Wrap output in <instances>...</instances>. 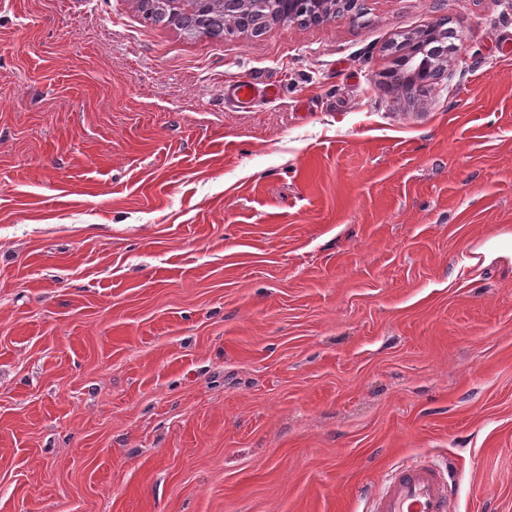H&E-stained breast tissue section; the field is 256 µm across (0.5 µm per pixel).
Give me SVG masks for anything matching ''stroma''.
I'll use <instances>...</instances> for the list:
<instances>
[{
    "label": "stroma",
    "instance_id": "obj_1",
    "mask_svg": "<svg viewBox=\"0 0 512 512\" xmlns=\"http://www.w3.org/2000/svg\"><path fill=\"white\" fill-rule=\"evenodd\" d=\"M362 8L0 0V512H371L428 461L512 512V0ZM147 1V3L139 5L144 19L153 23H173L189 37L204 34L211 38H224L225 32L249 30L232 27L224 22V3L233 6L232 8H236L244 2L243 0H225L224 3H222L224 0H211L213 3L206 12H199L193 7L192 3H186L184 4L181 18L176 20L170 17L163 0ZM405 40L406 39H404V41ZM404 41H402L403 44L401 46L412 47ZM429 41L432 42L425 44ZM445 41H448V30L443 29V24L439 23L434 36L424 40L415 47H412L410 53L399 57L398 60H395L396 67L390 70L388 75L390 83L397 82L404 88V90H409L413 86L414 82L406 77L405 74L418 70V68H421V71L426 70L427 68H430V70L435 67L441 68L445 62L444 53L437 52L435 49L429 51V47L436 43H443Z\"/></svg>",
    "mask_w": 512,
    "mask_h": 512
}]
</instances>
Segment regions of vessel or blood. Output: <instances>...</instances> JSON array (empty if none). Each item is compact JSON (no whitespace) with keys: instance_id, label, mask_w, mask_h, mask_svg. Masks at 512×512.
<instances>
[{"instance_id":"vessel-or-blood-1","label":"vessel or blood","mask_w":512,"mask_h":512,"mask_svg":"<svg viewBox=\"0 0 512 512\" xmlns=\"http://www.w3.org/2000/svg\"><path fill=\"white\" fill-rule=\"evenodd\" d=\"M448 480L439 469L418 464L393 472L373 512H448Z\"/></svg>"}]
</instances>
